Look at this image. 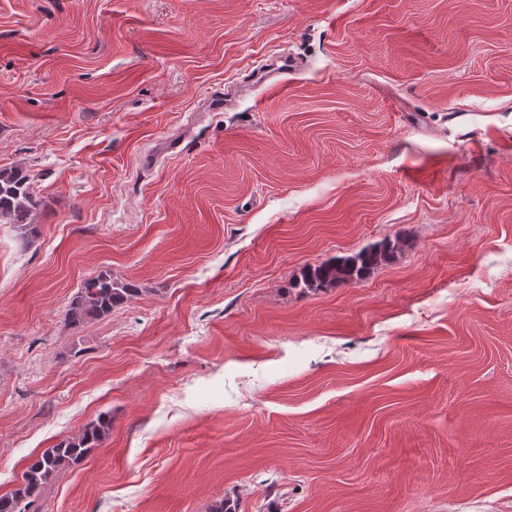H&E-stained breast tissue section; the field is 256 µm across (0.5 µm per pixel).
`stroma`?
<instances>
[{
	"label": "stroma",
	"instance_id": "stroma-1",
	"mask_svg": "<svg viewBox=\"0 0 512 512\" xmlns=\"http://www.w3.org/2000/svg\"><path fill=\"white\" fill-rule=\"evenodd\" d=\"M16 166L0 495L106 415L38 512H512V0H0ZM37 206L27 172L21 168L0 169V223L15 224L23 237L36 238L39 227L31 217ZM396 249L395 243L386 242L380 249L361 251L344 259L339 265L322 264L308 267L304 270L298 284H302L303 288L317 290L335 284L337 281H360L372 268L389 260ZM137 293L130 284L101 273L87 279L67 304L66 315L71 323L84 324L99 319L127 302Z\"/></svg>",
	"mask_w": 512,
	"mask_h": 512
}]
</instances>
